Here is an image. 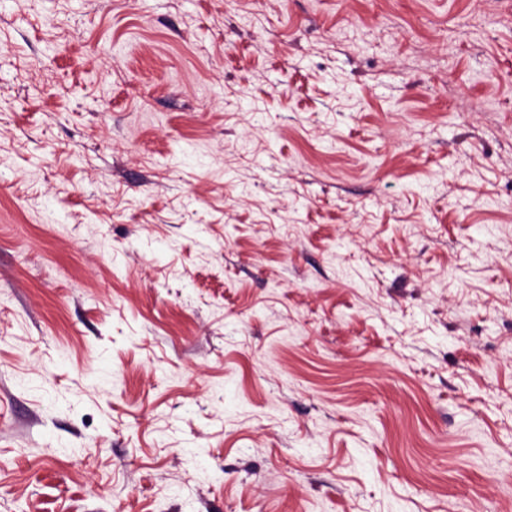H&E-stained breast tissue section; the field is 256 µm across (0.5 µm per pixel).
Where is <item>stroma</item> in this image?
I'll list each match as a JSON object with an SVG mask.
<instances>
[{
  "label": "stroma",
  "instance_id": "obj_1",
  "mask_svg": "<svg viewBox=\"0 0 512 512\" xmlns=\"http://www.w3.org/2000/svg\"><path fill=\"white\" fill-rule=\"evenodd\" d=\"M0 512H512V0H0Z\"/></svg>",
  "mask_w": 512,
  "mask_h": 512
}]
</instances>
